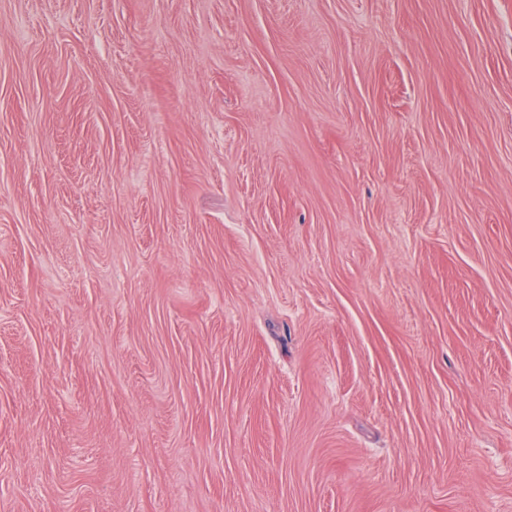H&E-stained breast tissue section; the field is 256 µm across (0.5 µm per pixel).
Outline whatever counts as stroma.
<instances>
[{"instance_id":"1","label":"stroma","mask_w":512,"mask_h":512,"mask_svg":"<svg viewBox=\"0 0 512 512\" xmlns=\"http://www.w3.org/2000/svg\"><path fill=\"white\" fill-rule=\"evenodd\" d=\"M0 512H512V0H0Z\"/></svg>"}]
</instances>
